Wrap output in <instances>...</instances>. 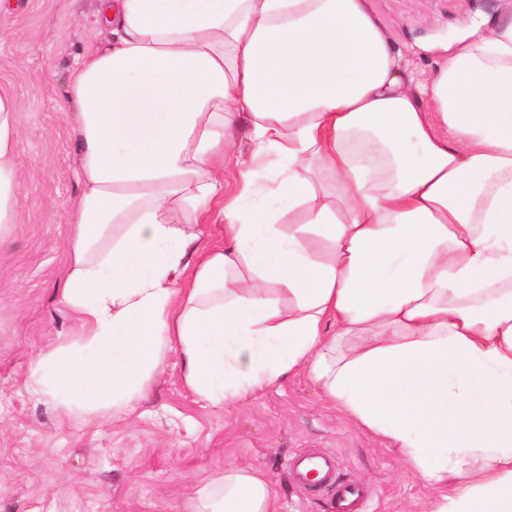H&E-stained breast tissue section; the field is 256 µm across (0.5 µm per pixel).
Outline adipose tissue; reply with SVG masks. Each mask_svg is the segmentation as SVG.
I'll use <instances>...</instances> for the list:
<instances>
[{"label": "adipose tissue", "instance_id": "1", "mask_svg": "<svg viewBox=\"0 0 512 512\" xmlns=\"http://www.w3.org/2000/svg\"><path fill=\"white\" fill-rule=\"evenodd\" d=\"M98 14L114 38L69 79L83 189L62 292L88 354L42 355L30 389L103 418L174 346L215 404L302 371L422 475L428 512H512V15L423 45L417 82L370 0ZM19 110L0 94V229ZM202 224L224 239L198 252ZM274 502L229 466L196 512Z\"/></svg>", "mask_w": 512, "mask_h": 512}]
</instances>
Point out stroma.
<instances>
[{
  "mask_svg": "<svg viewBox=\"0 0 512 512\" xmlns=\"http://www.w3.org/2000/svg\"><path fill=\"white\" fill-rule=\"evenodd\" d=\"M371 4L420 74L434 68L421 43L453 39L460 18L512 11V0ZM97 10V0H14L0 12V94L21 107L24 194L0 247V512H194L198 489L229 465L264 472L276 512H334L340 482L368 490L365 512H426L421 476L303 372L216 406L187 388L173 347L136 410L118 421L75 416L29 390L41 354L84 345L60 290L69 205L81 193L69 76L111 38ZM318 455L333 460L332 482L308 485L289 473L291 458Z\"/></svg>",
  "mask_w": 512,
  "mask_h": 512,
  "instance_id": "obj_1",
  "label": "stroma"
}]
</instances>
